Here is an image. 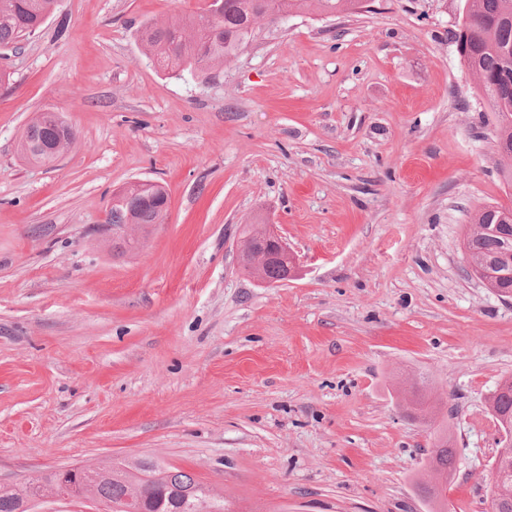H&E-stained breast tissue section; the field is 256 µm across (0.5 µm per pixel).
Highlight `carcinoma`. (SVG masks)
Returning a JSON list of instances; mask_svg holds the SVG:
<instances>
[{"label":"carcinoma","mask_w":512,"mask_h":512,"mask_svg":"<svg viewBox=\"0 0 512 512\" xmlns=\"http://www.w3.org/2000/svg\"><path fill=\"white\" fill-rule=\"evenodd\" d=\"M362 0H213L196 16L167 22H151L141 30L146 53L159 66L175 70L182 66L211 68L235 59L250 44L256 25L273 23L290 13H311L340 18L357 12ZM58 6V0H0V47L16 46L35 32ZM460 61L475 79L474 94L495 112L493 130L498 154L512 160V0H463L453 31ZM67 120L36 117L20 140V153L30 162L50 166L55 155L46 144L56 141ZM166 213L156 203L138 206L118 201L109 210L110 224H161ZM512 206L492 204L476 209L463 240V255L470 274L483 281L491 273L502 275L500 290L512 291V267L501 257L512 253ZM493 419L502 431L500 444L512 448V385L488 399ZM432 470L451 476L457 467L456 451L448 436L433 443ZM79 479L90 488L107 512L123 505L142 488L145 512H226L224 496L183 470L157 461L130 459L107 467L83 466ZM56 483V474L28 478L13 487L0 486V512H32L34 503ZM488 485L489 512H512V455L492 463Z\"/></svg>","instance_id":"carcinoma-1"}]
</instances>
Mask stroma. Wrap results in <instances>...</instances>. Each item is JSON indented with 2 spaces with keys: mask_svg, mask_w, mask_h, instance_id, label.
<instances>
[{
  "mask_svg": "<svg viewBox=\"0 0 512 512\" xmlns=\"http://www.w3.org/2000/svg\"><path fill=\"white\" fill-rule=\"evenodd\" d=\"M209 3L60 0L5 53L0 485L127 456L228 512H427L434 435L401 402L424 375L451 398L448 512H488L512 300L460 242L512 189L452 42L460 0L289 14L221 68H156L140 26ZM46 111L77 130L50 167L19 152ZM140 180L171 206L121 252L104 224ZM245 224L286 238L295 278L239 268Z\"/></svg>",
  "mask_w": 512,
  "mask_h": 512,
  "instance_id": "obj_1",
  "label": "stroma"
}]
</instances>
